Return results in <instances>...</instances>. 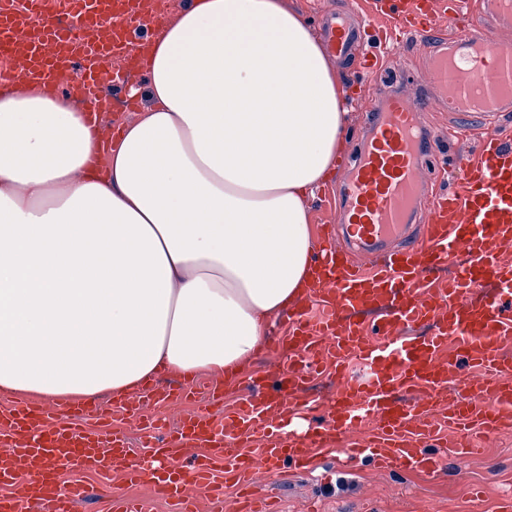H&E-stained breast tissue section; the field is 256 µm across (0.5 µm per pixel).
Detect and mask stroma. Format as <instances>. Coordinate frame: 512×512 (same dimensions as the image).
I'll return each instance as SVG.
<instances>
[{
    "mask_svg": "<svg viewBox=\"0 0 512 512\" xmlns=\"http://www.w3.org/2000/svg\"><path fill=\"white\" fill-rule=\"evenodd\" d=\"M381 50L390 72L400 77L399 90L413 99L430 90L428 58L411 43L394 40ZM342 89L353 102L348 106L349 138L345 150L355 148L370 116L372 100L356 96L355 68L337 64ZM433 477L401 471L381 472L360 461L340 470L335 454H328L314 472L284 467L278 474H258L257 489L279 497L284 512H500L512 500V431L491 437L484 454L459 462L448 458Z\"/></svg>",
    "mask_w": 512,
    "mask_h": 512,
    "instance_id": "stroma-1",
    "label": "stroma"
}]
</instances>
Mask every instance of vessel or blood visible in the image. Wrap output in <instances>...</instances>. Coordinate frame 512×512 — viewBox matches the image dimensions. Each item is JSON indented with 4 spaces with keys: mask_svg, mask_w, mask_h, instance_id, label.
Here are the masks:
<instances>
[{
    "mask_svg": "<svg viewBox=\"0 0 512 512\" xmlns=\"http://www.w3.org/2000/svg\"><path fill=\"white\" fill-rule=\"evenodd\" d=\"M372 0L373 11L426 50L442 104L458 128L499 119L512 110V46L486 31L512 27V0ZM468 15V27L442 34L441 15ZM162 15V0H0V80L17 90L63 84L91 124L102 123L104 88L112 107L133 108L124 84L144 77L139 53ZM369 26L350 9L325 13L321 34L336 58L356 56L368 73L365 90L380 107L343 166L341 216L349 226L321 228L315 280L288 310L289 331L269 347L274 361L236 407L215 421L224 390L216 382L149 383L119 399L144 439L106 429L102 404L17 402L0 408V512H77L88 498L60 469L92 468L121 475L149 495L125 498L122 512H148L154 497L194 512L198 492L237 491L235 512H274L255 497L258 471L289 463L312 466L328 453L370 461L383 471L438 474L440 455L428 443L443 428L466 433L449 453L463 461L488 437L512 429V144L488 135L473 152L453 151L454 184L433 186L439 151L422 142L425 101L399 94L383 58L367 54ZM123 59V69L112 66ZM452 266L448 282L431 285ZM322 316L309 321L306 308ZM417 324L427 336H412ZM336 371L334 396L315 402L305 385L325 364ZM457 390H450V382ZM191 403L175 426L145 418L143 406Z\"/></svg>",
    "mask_w": 512,
    "mask_h": 512,
    "instance_id": "1",
    "label": "vessel or blood"
}]
</instances>
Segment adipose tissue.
<instances>
[{
    "instance_id": "obj_1",
    "label": "adipose tissue",
    "mask_w": 512,
    "mask_h": 512,
    "mask_svg": "<svg viewBox=\"0 0 512 512\" xmlns=\"http://www.w3.org/2000/svg\"><path fill=\"white\" fill-rule=\"evenodd\" d=\"M113 143L0 89V392L127 397L246 367L309 285L339 77L287 0H183Z\"/></svg>"
}]
</instances>
